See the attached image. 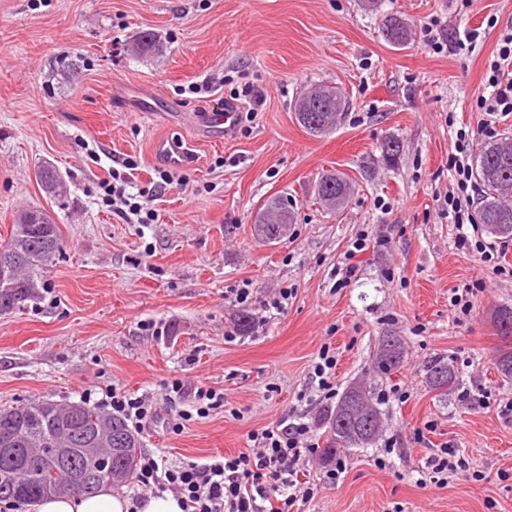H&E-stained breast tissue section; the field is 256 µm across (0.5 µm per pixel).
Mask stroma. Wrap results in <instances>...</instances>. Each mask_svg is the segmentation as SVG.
I'll use <instances>...</instances> for the list:
<instances>
[{
  "label": "stroma",
  "mask_w": 512,
  "mask_h": 512,
  "mask_svg": "<svg viewBox=\"0 0 512 512\" xmlns=\"http://www.w3.org/2000/svg\"><path fill=\"white\" fill-rule=\"evenodd\" d=\"M387 14L412 26L404 49L382 35ZM432 19L449 43L439 53L427 44ZM510 28L512 0H0V239L37 207L63 241L39 297L0 314V407L97 400L116 386L158 404L142 451L170 464L251 453L252 431L300 415L320 449L329 405L310 372L327 345L337 391L370 381L386 427L376 445L347 450L338 484L300 512H512V420L500 412L512 381L497 372L492 321L494 309L512 306V245L492 269L458 246L444 214L458 134L476 147L486 123L512 134V114L491 119L476 107ZM465 29L480 36L461 51ZM146 33L156 49L142 55L135 46ZM205 81L207 97L187 93ZM248 81L264 94L258 112L221 141L201 137L193 114ZM314 84L349 101L342 124L319 138L293 111ZM134 91L149 111L121 107ZM158 138L189 149L190 163L156 192L157 221L127 223L102 204L100 185L131 158L134 187L150 188L166 165L152 152ZM392 139L400 151L388 163L382 147ZM46 166L65 194L44 191ZM333 170L355 191L329 215L314 187ZM277 193L294 221L283 241L264 244L254 217ZM361 236L365 250L351 253ZM478 281L471 317L457 320L454 290ZM245 285L244 309L232 291ZM285 289L286 308L267 309ZM145 320L162 335L142 330ZM388 330L404 336L407 359L385 375L372 354ZM439 356L461 385L446 399L424 382ZM175 379L223 392V408L174 431L190 404L166 400ZM477 386L483 400H465L462 389ZM393 388L400 396L383 400ZM445 443L482 480L421 485L420 470ZM383 455L391 463L381 468Z\"/></svg>",
  "instance_id": "obj_1"
}]
</instances>
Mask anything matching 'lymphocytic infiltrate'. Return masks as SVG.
Wrapping results in <instances>:
<instances>
[{"mask_svg": "<svg viewBox=\"0 0 512 512\" xmlns=\"http://www.w3.org/2000/svg\"><path fill=\"white\" fill-rule=\"evenodd\" d=\"M512 68V31L502 33L497 41L496 55L486 76L488 91L477 99V107L487 114L512 112V81L503 75ZM456 175V185L448 192L447 213L457 224L460 245L475 250L482 261L493 260L498 248L478 232L472 215L475 182L471 153L461 144L448 159ZM136 160L126 159L122 170L113 171L110 180L101 185L102 202L119 207L129 223H153L156 214L148 201L130 193L129 170ZM102 400L114 413L136 427H144L157 414L152 401L143 396H131L112 387L102 394ZM311 425L298 419L272 428L251 432L253 453L235 457H214L203 463L172 465L147 457L141 461L137 474L139 492L135 506H143L147 494L171 492L182 512H292L296 503L312 499L317 484L300 481L299 466L316 452L310 445ZM429 481L443 488L449 479L468 471L469 462L459 450L444 444L426 462Z\"/></svg>", "mask_w": 512, "mask_h": 512, "instance_id": "lymphocytic-infiltrate-1", "label": "lymphocytic infiltrate"}]
</instances>
